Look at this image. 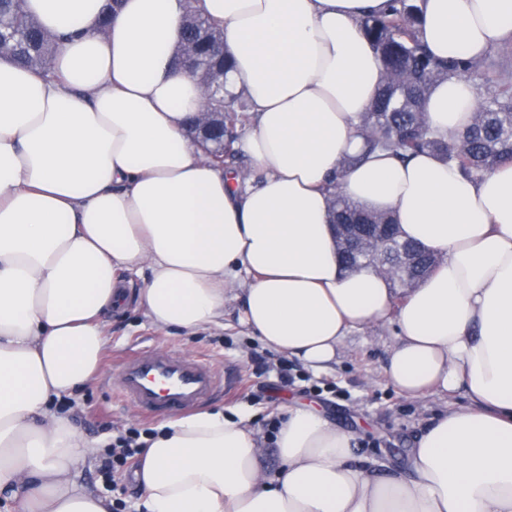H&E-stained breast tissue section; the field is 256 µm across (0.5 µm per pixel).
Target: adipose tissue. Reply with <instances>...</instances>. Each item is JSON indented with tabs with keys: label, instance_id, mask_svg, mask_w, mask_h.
<instances>
[{
	"label": "adipose tissue",
	"instance_id": "obj_1",
	"mask_svg": "<svg viewBox=\"0 0 512 512\" xmlns=\"http://www.w3.org/2000/svg\"><path fill=\"white\" fill-rule=\"evenodd\" d=\"M26 0L62 40L52 76L0 59V494L11 512H112L77 480L91 461L60 403L92 381L102 313L123 274L138 306L186 335L241 324L316 372L353 328L398 329L383 376L404 398L464 390L432 418L402 475L358 459L352 432L308 404L281 408L280 467H262L239 406L171 415L144 437L146 512H512V162L472 179L428 153L362 147V115L385 79L360 22L388 0H202L224 27V89L251 106L239 150L249 178L208 160L187 134L204 105L174 64L185 0ZM419 38L439 60L483 58L512 39V0H422ZM475 87L453 76L424 104L447 135ZM392 213L438 253L401 304L380 274L345 271L332 193Z\"/></svg>",
	"mask_w": 512,
	"mask_h": 512
}]
</instances>
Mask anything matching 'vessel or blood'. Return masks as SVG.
I'll use <instances>...</instances> for the list:
<instances>
[{"instance_id": "1", "label": "vessel or blood", "mask_w": 512, "mask_h": 512, "mask_svg": "<svg viewBox=\"0 0 512 512\" xmlns=\"http://www.w3.org/2000/svg\"><path fill=\"white\" fill-rule=\"evenodd\" d=\"M224 387L211 365L162 348L126 355L119 364L115 395L142 417L193 410Z\"/></svg>"}]
</instances>
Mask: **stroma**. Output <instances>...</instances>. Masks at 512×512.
<instances>
[{
	"mask_svg": "<svg viewBox=\"0 0 512 512\" xmlns=\"http://www.w3.org/2000/svg\"><path fill=\"white\" fill-rule=\"evenodd\" d=\"M142 286L141 277L127 275V303L107 317L108 340L97 378L66 401L73 426L93 446L95 456H102L117 429L140 421L133 406L114 404L105 378L116 375L117 354L141 347L161 346L210 362L233 388L227 395L216 393L211 406L238 405L253 411L251 425L260 440L261 461L271 474L279 469L280 460L267 425L277 419L280 406L288 400L322 408L339 426L355 433V455L373 460L388 474L405 471L410 451L431 418L468 403L461 390L409 400L386 385L383 366L397 336L392 323L350 330L336 363L316 374L296 361L282 362L241 326L240 291L228 293L225 299L223 326L181 336L157 329L144 316L137 306ZM284 365L289 368L285 380L280 377ZM79 481L110 498L124 500L126 512H145L132 479L108 478L96 466L83 470Z\"/></svg>",
	"mask_w": 512,
	"mask_h": 512,
	"instance_id": "35a3bbf8",
	"label": "stroma"
}]
</instances>
